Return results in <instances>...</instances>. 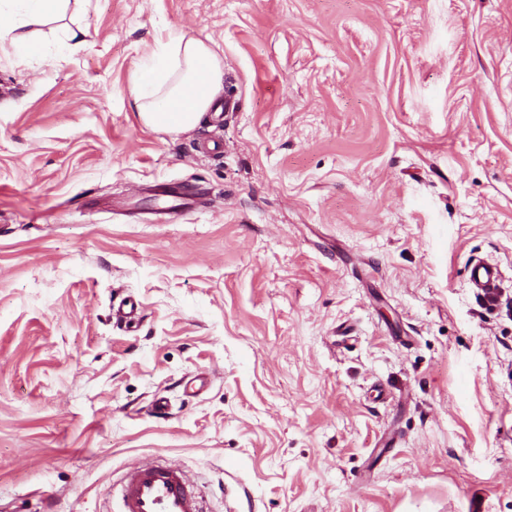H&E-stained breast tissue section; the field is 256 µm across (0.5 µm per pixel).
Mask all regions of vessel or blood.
I'll list each match as a JSON object with an SVG mask.
<instances>
[{"instance_id": "b4317fda", "label": "vessel or blood", "mask_w": 512, "mask_h": 512, "mask_svg": "<svg viewBox=\"0 0 512 512\" xmlns=\"http://www.w3.org/2000/svg\"><path fill=\"white\" fill-rule=\"evenodd\" d=\"M502 272L485 259L472 260L469 283L477 295L496 294ZM120 512H203L193 481L181 468L157 461L128 467L119 482Z\"/></svg>"}]
</instances>
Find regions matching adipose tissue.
I'll return each mask as SVG.
<instances>
[{"instance_id": "ef3b65f1", "label": "adipose tissue", "mask_w": 512, "mask_h": 512, "mask_svg": "<svg viewBox=\"0 0 512 512\" xmlns=\"http://www.w3.org/2000/svg\"><path fill=\"white\" fill-rule=\"evenodd\" d=\"M63 2L0 0V15L11 18L7 29L0 30V39L20 55L43 57L44 43L33 29L57 16ZM223 78L224 61L209 45L184 33L172 36L163 52L143 64L135 77L142 122L167 133L194 129L214 104Z\"/></svg>"}]
</instances>
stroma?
I'll return each mask as SVG.
<instances>
[{
  "label": "stroma",
  "instance_id": "obj_1",
  "mask_svg": "<svg viewBox=\"0 0 512 512\" xmlns=\"http://www.w3.org/2000/svg\"><path fill=\"white\" fill-rule=\"evenodd\" d=\"M174 32L224 60L177 135L133 92ZM37 35L0 47V512H113L139 458L206 512H512V0H69ZM165 187L208 205L158 223ZM502 272L497 264L485 259H473L469 265V283L477 295L488 297L497 293Z\"/></svg>",
  "mask_w": 512,
  "mask_h": 512
}]
</instances>
